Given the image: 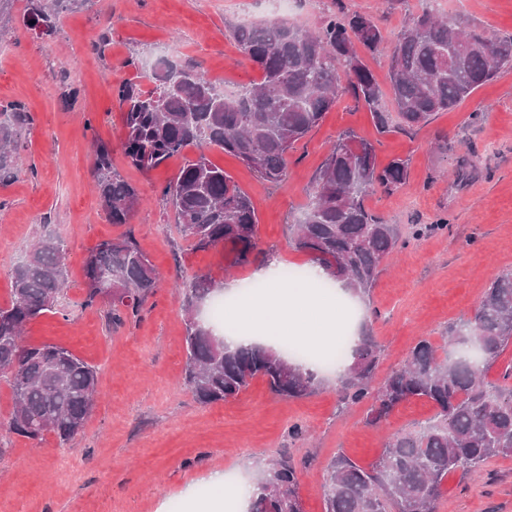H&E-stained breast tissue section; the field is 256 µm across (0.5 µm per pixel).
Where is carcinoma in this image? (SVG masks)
<instances>
[{
    "mask_svg": "<svg viewBox=\"0 0 512 512\" xmlns=\"http://www.w3.org/2000/svg\"><path fill=\"white\" fill-rule=\"evenodd\" d=\"M86 0H29L28 16L51 32L60 14ZM239 48L261 72L260 80L225 95L205 72L161 59L144 90L123 82V149L129 163L149 172L195 146L215 148L255 170L264 180L284 179L289 154L350 90L378 126L388 128L385 92L357 52H388L392 102L403 125L425 124L448 112L512 68V36L499 37L470 20L450 23L422 0L394 45L385 48L378 25L359 13H331L315 31L286 21L239 24ZM28 113L0 110V184L24 172L21 151ZM99 204L112 224H126L141 203L138 189L112 167V149L94 147L92 169ZM407 163L384 167L374 145L340 134L318 169L312 202L297 220L294 245L359 297L370 294L383 263L397 249L400 232L373 215L364 197L407 185ZM163 197L175 210L180 232L195 250L224 247L230 265L255 259L257 218L249 196L204 152L187 159ZM87 306H109L112 321L121 308L136 310L155 287L158 272L134 234L103 241L84 262ZM11 301L0 307V377L14 400L7 430L38 445L53 434L71 441L90 417L98 392L97 371L64 347L23 342L27 324L53 308L67 284L66 251L52 235L42 237L11 270ZM216 290L208 274L181 281L186 315V383L210 405L239 395L252 380L264 379L284 398H301L320 388L290 359L263 344L230 349L198 319L197 304ZM445 347L420 339L406 359L373 386L380 346L363 334L354 362L341 377V401H371L368 420L382 423L411 398L435 404L436 416L412 431L394 435L371 465L344 454L331 462L325 484V512H437L448 475L476 473L491 458L512 456V365L499 380L486 371L512 345V270L486 289L473 316L448 328ZM260 483L264 493L250 512H302L295 467L276 459Z\"/></svg>",
    "mask_w": 512,
    "mask_h": 512,
    "instance_id": "obj_1",
    "label": "carcinoma"
}]
</instances>
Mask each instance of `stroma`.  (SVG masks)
<instances>
[{
  "label": "stroma",
  "instance_id": "stroma-1",
  "mask_svg": "<svg viewBox=\"0 0 512 512\" xmlns=\"http://www.w3.org/2000/svg\"><path fill=\"white\" fill-rule=\"evenodd\" d=\"M27 0L0 15V106L20 104L31 116L24 173L0 186V306L10 300V273L30 244L60 237L68 289L55 310L31 321L24 339L70 350L95 367L100 396L83 431L62 445H40L8 432L11 389L0 378V512H195L207 501L211 472L228 484L257 480L236 461L293 459L303 512H324L327 467L337 452L374 462L390 435L433 417L432 402L413 398L386 421L367 423V403L343 405L334 367L320 389L301 399L274 395L254 379L235 399L200 404L184 382L185 322L175 282L208 274L217 284L254 287L251 267L230 266L222 248L194 250L183 240L162 190L197 148L157 169L131 167L122 150V109L115 93L125 81L151 88L144 59L156 45L179 41L177 63L197 64L217 81L259 79L243 58L232 28L273 21L268 0H86L42 34L27 20ZM419 0H296L289 22L312 29L333 12H359L394 43ZM446 18L464 17L499 36L512 35V0H440ZM372 141L377 162L408 164L405 188L374 192L366 207L398 225L401 243L369 298L357 301L358 329L381 346L375 373L383 381L424 337L439 341L449 324L472 316L490 283L512 269V69L429 123L405 128L391 116L380 130L362 102L344 92L290 155L278 183L223 152L208 158L250 197L258 220L257 252H278L283 265H310L291 226L306 210L313 176L340 133ZM112 148L113 167L144 198L128 224L106 220L92 181L93 145ZM466 179H457L460 167ZM418 224L429 232L414 236ZM133 231L160 271L139 314L110 322L107 308L84 300V261L100 242ZM304 425L307 437L290 436ZM438 512H512V457L489 460L480 475L449 474Z\"/></svg>",
  "mask_w": 512,
  "mask_h": 512
}]
</instances>
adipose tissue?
<instances>
[{"instance_id": "adipose-tissue-1", "label": "adipose tissue", "mask_w": 512, "mask_h": 512, "mask_svg": "<svg viewBox=\"0 0 512 512\" xmlns=\"http://www.w3.org/2000/svg\"><path fill=\"white\" fill-rule=\"evenodd\" d=\"M280 264V256L272 254L265 265L253 272V279L264 283L265 289L261 294L234 305L237 329L214 326V333L222 337L228 347H246L266 341L270 336H303L321 343L334 335V304L349 299V291L339 284L329 293H320L317 285L327 281L328 274L317 263L309 267L308 283L292 288L282 287L275 277Z\"/></svg>"}]
</instances>
